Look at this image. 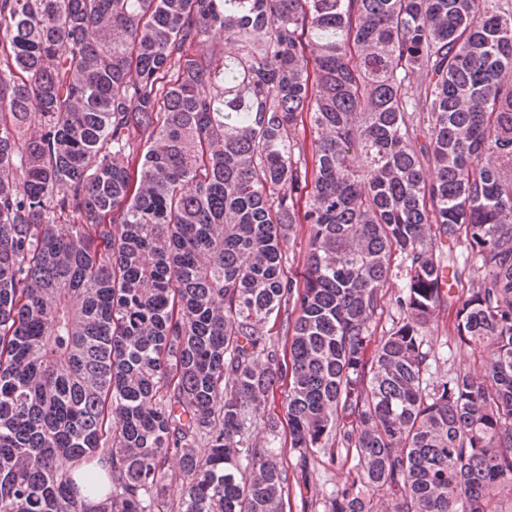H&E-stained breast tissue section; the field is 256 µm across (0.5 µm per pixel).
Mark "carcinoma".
I'll return each mask as SVG.
<instances>
[{"label":"carcinoma","instance_id":"obj_1","mask_svg":"<svg viewBox=\"0 0 512 512\" xmlns=\"http://www.w3.org/2000/svg\"><path fill=\"white\" fill-rule=\"evenodd\" d=\"M284 380L325 512H506L512 0H0V512H283ZM307 243L306 231L304 226H297V232L288 244L284 246L287 263H285L290 276H299L303 272V256ZM401 287L400 280H394L387 287L384 288L386 296L382 302V310H378L376 321L378 322V330L381 326L388 328L391 324V319L398 316V309L395 303V297L398 295ZM448 313L441 311L437 317L434 328L425 336L431 353L435 355L437 363H433L432 371L434 376L442 377L448 373L450 367H457L468 360L469 354L463 348H457L448 343ZM288 393V386L286 382L282 386L276 389L274 398L270 399L269 411L278 420L279 435L277 439V445L283 446L282 450V462L283 466L289 470L290 473L295 468L296 455L293 450L288 447V417L286 415V409H284V399ZM323 462L317 465L313 471L310 468V474L306 480L292 483L290 489V497H285L284 512H302L301 500L305 498L321 499L324 495H329L332 490L341 489L348 483L351 477V467L353 465V457L349 456L348 461L344 458L330 462L328 457L322 458Z\"/></svg>","mask_w":512,"mask_h":512}]
</instances>
